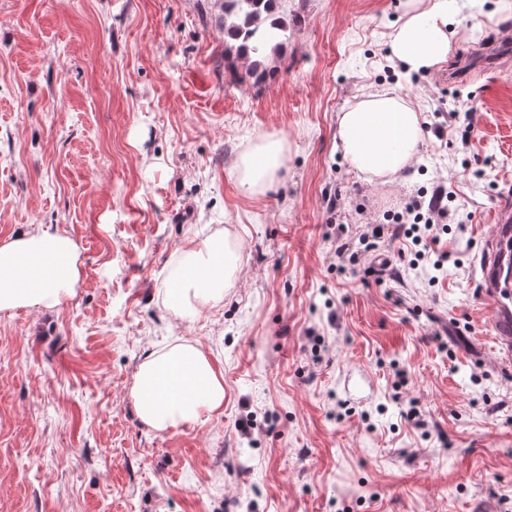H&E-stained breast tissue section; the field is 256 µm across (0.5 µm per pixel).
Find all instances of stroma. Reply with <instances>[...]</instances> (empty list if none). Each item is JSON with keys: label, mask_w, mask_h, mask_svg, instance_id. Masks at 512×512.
<instances>
[{"label": "stroma", "mask_w": 512, "mask_h": 512, "mask_svg": "<svg viewBox=\"0 0 512 512\" xmlns=\"http://www.w3.org/2000/svg\"><path fill=\"white\" fill-rule=\"evenodd\" d=\"M288 44L263 84L224 71L200 0H0V242L77 243L59 307L0 314V512H512V373L475 284L512 191V66L479 59L512 5L462 9L440 68L386 57L401 0H285ZM392 90L422 121L472 109L469 138L424 133L413 173L357 175L336 118ZM279 138L275 184L235 164ZM457 199L436 285L381 239L409 196ZM227 236L239 271L183 319L163 296L187 238ZM199 344L224 408L158 433L130 390L150 352Z\"/></svg>", "instance_id": "stroma-1"}]
</instances>
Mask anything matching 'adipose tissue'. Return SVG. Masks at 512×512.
Returning a JSON list of instances; mask_svg holds the SVG:
<instances>
[{"label": "adipose tissue", "mask_w": 512, "mask_h": 512, "mask_svg": "<svg viewBox=\"0 0 512 512\" xmlns=\"http://www.w3.org/2000/svg\"><path fill=\"white\" fill-rule=\"evenodd\" d=\"M458 8L457 0H405L389 34L392 60L415 72L446 62L449 24ZM421 139L419 114L391 90L367 95L337 117V145L350 167L369 181L391 179L410 168ZM283 165L281 141L255 145L236 164L241 192L253 196L270 187ZM236 261L223 238L188 241L178 273L164 285L166 302L182 317L196 316L223 296ZM81 280L79 248L68 234L23 231L0 243L2 314L57 307L74 295ZM131 395L142 422L163 433L223 408L224 376L200 345L177 343L144 358Z\"/></svg>", "instance_id": "adipose-tissue-1"}]
</instances>
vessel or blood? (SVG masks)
I'll list each match as a JSON object with an SVG mask.
<instances>
[{
	"instance_id": "1",
	"label": "vessel or blood",
	"mask_w": 512,
	"mask_h": 512,
	"mask_svg": "<svg viewBox=\"0 0 512 512\" xmlns=\"http://www.w3.org/2000/svg\"><path fill=\"white\" fill-rule=\"evenodd\" d=\"M495 233L485 240L478 259L476 286L492 298L487 310L500 362L512 364V198L502 197L493 210Z\"/></svg>"
}]
</instances>
